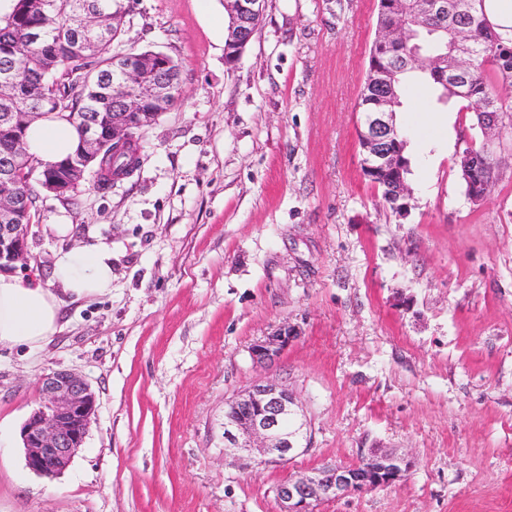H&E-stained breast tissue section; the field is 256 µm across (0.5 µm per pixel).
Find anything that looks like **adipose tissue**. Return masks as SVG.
I'll return each mask as SVG.
<instances>
[{"mask_svg": "<svg viewBox=\"0 0 512 512\" xmlns=\"http://www.w3.org/2000/svg\"><path fill=\"white\" fill-rule=\"evenodd\" d=\"M77 143L76 129L53 114L32 124L26 138L28 152L46 164L73 152ZM54 277L70 295L102 293L112 285V256L102 249L62 253ZM59 312L58 297L41 281L0 274V344L41 346L56 333Z\"/></svg>", "mask_w": 512, "mask_h": 512, "instance_id": "ef3b65f1", "label": "adipose tissue"}]
</instances>
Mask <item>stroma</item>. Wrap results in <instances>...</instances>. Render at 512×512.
Returning a JSON list of instances; mask_svg holds the SVG:
<instances>
[{"label":"stroma","instance_id":"stroma-1","mask_svg":"<svg viewBox=\"0 0 512 512\" xmlns=\"http://www.w3.org/2000/svg\"><path fill=\"white\" fill-rule=\"evenodd\" d=\"M118 52L179 65L177 103L106 188L42 197L17 276L62 300L54 336L0 345V512H278L275 489L373 448L408 454L396 485L316 512H512V132L408 85L412 160L399 216L361 171L358 102L377 0H266L235 65L224 0H122ZM491 145L500 179L473 204L456 164ZM69 225L59 235L57 225ZM112 254L109 291L65 293L59 253ZM299 338L257 366L280 324ZM82 375L98 407L48 479L20 430L39 379ZM297 397L309 442L288 463L224 459V404L259 376Z\"/></svg>","mask_w":512,"mask_h":512}]
</instances>
